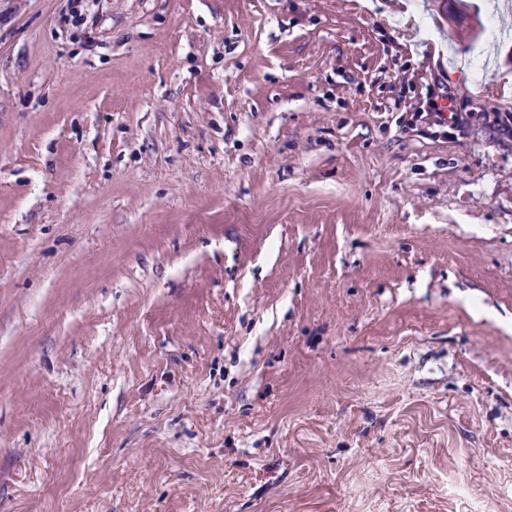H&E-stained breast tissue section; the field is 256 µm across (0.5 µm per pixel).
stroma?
Wrapping results in <instances>:
<instances>
[{"label":"stroma","instance_id":"35a3bbf8","mask_svg":"<svg viewBox=\"0 0 512 512\" xmlns=\"http://www.w3.org/2000/svg\"><path fill=\"white\" fill-rule=\"evenodd\" d=\"M68 3L0 0V512H512V38Z\"/></svg>","mask_w":512,"mask_h":512}]
</instances>
